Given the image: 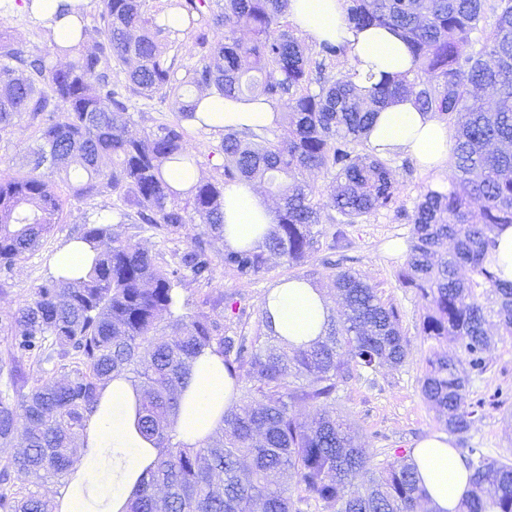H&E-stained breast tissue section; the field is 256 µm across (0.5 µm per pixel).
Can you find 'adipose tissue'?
I'll return each instance as SVG.
<instances>
[{"label": "adipose tissue", "instance_id": "obj_1", "mask_svg": "<svg viewBox=\"0 0 512 512\" xmlns=\"http://www.w3.org/2000/svg\"><path fill=\"white\" fill-rule=\"evenodd\" d=\"M288 19L312 43L338 41L358 59L361 89L367 74L399 77L413 67L406 43L381 28H349L344 0H289ZM215 128H259L273 125L277 110L261 100L224 98L213 94L202 101ZM448 125L436 114L420 111L412 97L395 98L380 109L368 133L376 154H407L420 167L444 173L448 164ZM275 222L270 203L249 184L224 190V243L237 249L263 241ZM276 333L299 347L315 341L329 313L325 296L309 284L291 281L273 288L265 298ZM231 386L217 354L204 352L194 362L175 422L179 440L195 445L219 427L231 405ZM138 395L125 378L102 390L96 411L87 422L79 460L53 498L54 512H128V505L153 466L157 451L135 426ZM419 483L430 512H459L472 490L471 471L447 435L424 437L413 449Z\"/></svg>", "mask_w": 512, "mask_h": 512}]
</instances>
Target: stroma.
<instances>
[{
    "label": "stroma",
    "mask_w": 512,
    "mask_h": 512,
    "mask_svg": "<svg viewBox=\"0 0 512 512\" xmlns=\"http://www.w3.org/2000/svg\"><path fill=\"white\" fill-rule=\"evenodd\" d=\"M0 31L26 47L43 45L48 37L43 27L24 10L22 0H15L10 12L0 14ZM130 104L128 130L133 134L173 116L171 99L160 93L149 100L132 97ZM35 145L34 133L29 129L1 137L0 174L14 177L25 174L26 162ZM112 201V194L105 192L70 202L60 224L42 248L13 269L5 291L0 293V315L16 310L31 296L34 287L52 274L56 253L78 236L81 225L94 223L101 217H109L114 233L139 242L162 263L172 262L175 251L190 245L193 233L189 230L171 239L146 226L120 223L113 214ZM343 230L344 267L378 285L383 300L400 309L410 356L403 365H385L341 385L336 392V411L352 424L358 443L374 449L378 458L408 454L423 437L445 429L443 421L421 395L422 359L428 350L420 334L423 303L414 289L401 287L396 279V272L406 259L411 227L395 220L391 213L379 211L360 223L344 225ZM292 274L282 259L274 260L269 271L251 281L235 279L219 269L211 283H185L180 291L181 299L193 305L200 296L209 295L214 304L211 314L221 322L225 319L222 303L225 293H242L257 308L268 291ZM485 357L488 369L472 376L469 397L498 398L502 405L488 410L475 422L467 442L479 448L485 457L512 463V336L494 337Z\"/></svg>",
    "instance_id": "35a3bbf8"
}]
</instances>
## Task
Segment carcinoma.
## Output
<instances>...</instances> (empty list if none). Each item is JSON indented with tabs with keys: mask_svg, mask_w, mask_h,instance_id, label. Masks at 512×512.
I'll list each match as a JSON object with an SVG mask.
<instances>
[{
	"mask_svg": "<svg viewBox=\"0 0 512 512\" xmlns=\"http://www.w3.org/2000/svg\"><path fill=\"white\" fill-rule=\"evenodd\" d=\"M199 25L200 58L178 75L163 41L179 30L148 12L145 0H100L102 38L86 42L85 5L59 4L56 17L74 15L72 44L50 41L28 51L0 32V135L27 121L37 147L26 175L0 177V273L28 259L53 233L67 200L45 179L49 165L65 175L69 197L110 191L120 219L166 236L194 224L202 232L171 263L107 222L85 224L78 240L95 251L80 278L50 276L30 298L0 318V446L23 430L22 451L0 461V512H52L49 500L17 482L64 479L78 462L88 415L100 391L124 376L139 395L136 426L157 459L129 512H418L425 492L405 455L378 460L355 443L350 424L336 415L339 384L384 364L402 365L409 340L399 310L377 286L339 267L328 255L330 287L342 300L323 333L289 348L268 310L250 321L237 293L224 295L223 326L203 310L174 314L179 287L210 283L217 264L240 280L269 270L277 254L300 268L320 249L324 221L357 224L385 210L412 224L397 280L424 301L421 335L449 338L466 354L467 368L430 349L423 399L444 417L448 431L466 435L485 401L467 400L471 375L487 370L490 318L512 335V282L501 280L492 251L494 231L512 225V0H345L348 26L398 31L414 67L399 79L382 78L365 99L352 65L327 76L347 57L343 43L307 48L282 22L288 0H177L171 4ZM224 28L210 41L208 29ZM246 28L249 37L238 36ZM127 84H113V70ZM163 93L174 120L139 136L127 131L130 96ZM249 96L282 102L277 126L224 130L207 155L220 179L202 177L186 191L173 188L164 167L192 174L187 124L206 129L204 96ZM411 94L453 132L455 174L448 190L429 188L413 210L399 200L390 160L367 141L375 111ZM64 113L63 119L57 113ZM334 176L327 200L299 174ZM259 180L274 197L275 225L256 247L221 250L224 187ZM453 252L442 251L446 241ZM494 297L495 306L484 301ZM211 349L231 380L232 406L223 425L196 446L176 435L183 385L196 358ZM28 361L53 375L29 380ZM311 406V419L298 408ZM467 448L473 491L462 512H512V464Z\"/></svg>",
	"mask_w": 512,
	"mask_h": 512,
	"instance_id": "1",
	"label": "carcinoma"
}]
</instances>
